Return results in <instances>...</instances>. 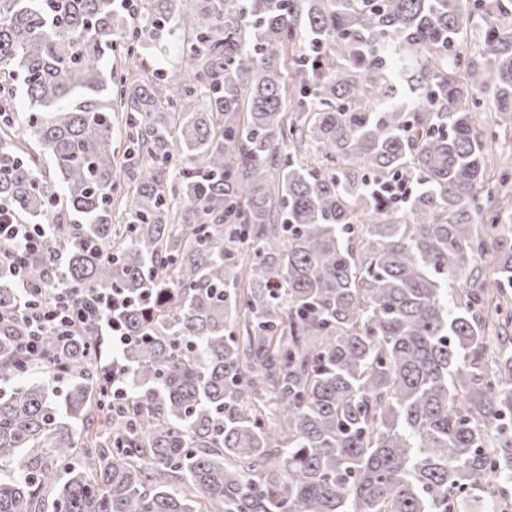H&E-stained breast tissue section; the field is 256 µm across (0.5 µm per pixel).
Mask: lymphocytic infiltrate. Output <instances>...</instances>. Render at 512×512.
Wrapping results in <instances>:
<instances>
[{"instance_id": "obj_1", "label": "lymphocytic infiltrate", "mask_w": 512, "mask_h": 512, "mask_svg": "<svg viewBox=\"0 0 512 512\" xmlns=\"http://www.w3.org/2000/svg\"><path fill=\"white\" fill-rule=\"evenodd\" d=\"M53 227L49 224H25L17 220L0 223V240L9 241L0 250V275H9L18 290L17 306L0 313V318L12 321L18 330L17 344L31 370L61 367L58 358L45 353L42 338L47 334L69 337L81 325L93 322L112 339L113 347L126 344L127 338L112 315L121 305L118 297L96 290L78 291L65 280L68 254L52 248ZM49 252L55 269L53 279L32 282L28 275L30 255Z\"/></svg>"}]
</instances>
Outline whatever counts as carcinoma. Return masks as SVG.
Returning <instances> with one entry per match:
<instances>
[{
    "mask_svg": "<svg viewBox=\"0 0 512 512\" xmlns=\"http://www.w3.org/2000/svg\"><path fill=\"white\" fill-rule=\"evenodd\" d=\"M0 74V218L132 337L45 336L58 403L0 328V512H505L512 0H0Z\"/></svg>",
    "mask_w": 512,
    "mask_h": 512,
    "instance_id": "1",
    "label": "carcinoma"
}]
</instances>
